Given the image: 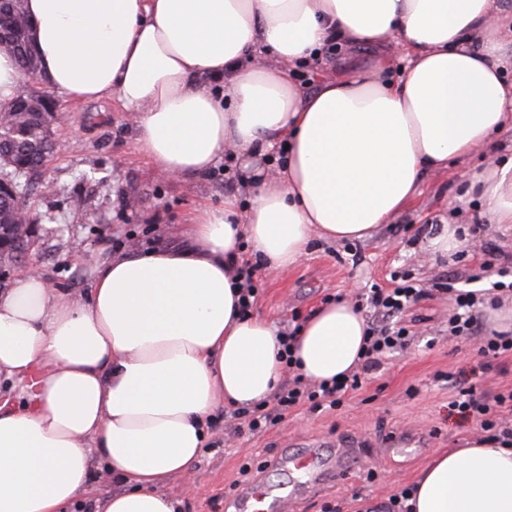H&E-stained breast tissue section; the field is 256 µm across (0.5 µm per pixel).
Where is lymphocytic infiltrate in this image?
<instances>
[{
    "label": "lymphocytic infiltrate",
    "mask_w": 512,
    "mask_h": 512,
    "mask_svg": "<svg viewBox=\"0 0 512 512\" xmlns=\"http://www.w3.org/2000/svg\"><path fill=\"white\" fill-rule=\"evenodd\" d=\"M388 288L371 285L366 304L371 310V322L367 327L366 347L362 361L352 374L331 384L312 385L301 376H294L282 384L273 394L270 404L259 405L247 415L245 424L251 433L257 434L276 424L293 408L311 404L319 408L339 407L343 397L360 389L366 375L380 368L388 354L405 347L411 334L407 327L397 325L396 318L406 308L425 296V289L416 287L412 279L392 274ZM455 275H448L440 283L441 289L454 291L456 312L448 319L450 336L463 339L479 338V355L486 362H494L512 356L511 334H484L478 306L480 297L472 291L455 290ZM449 406L463 419L474 422L482 431L490 433L500 444L512 446V388L496 393L477 390L475 386L457 384Z\"/></svg>",
    "instance_id": "1"
}]
</instances>
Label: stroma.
<instances>
[{"mask_svg": "<svg viewBox=\"0 0 512 512\" xmlns=\"http://www.w3.org/2000/svg\"><path fill=\"white\" fill-rule=\"evenodd\" d=\"M68 121L57 128V150L44 174L54 191H37L29 206L34 216L32 246L16 271L37 266L54 286L84 293L96 265L106 255L137 244L177 247L187 238L196 213L235 199L247 209L251 188L241 162L224 152L199 179H177L152 167L136 149L132 112L112 101L75 105L58 97ZM512 156V129L496 135L493 148L477 149L447 172L424 179L415 200L370 238L335 241L313 237L305 255L287 271L259 268L253 312L284 328L304 319L326 302L347 298L362 302L370 282L386 284L391 271L408 272L429 288L427 298L411 305L401 323L412 334L406 349L368 375L363 387L336 409L302 407L265 433H235L236 421L217 413L192 473L176 476L164 491L179 512H234L237 491L257 480L288 482L275 460L282 449L299 453L335 448L351 441L369 455L337 481L309 487L282 504L279 512H366L412 486L419 472L442 449L463 448L480 437L473 423L448 408L450 377L495 392L512 387V358L506 372L486 370L471 340L448 337L454 302L433 284L457 273L458 287H468L483 262L512 267V231L490 223L476 199L462 189V171L491 169ZM233 188H225V177ZM82 202L71 210L70 200ZM457 224L465 229V259H433L427 248L431 227ZM414 435L423 441L421 455L387 456L393 439Z\"/></svg>", "mask_w": 512, "mask_h": 512, "instance_id": "stroma-1", "label": "stroma"}]
</instances>
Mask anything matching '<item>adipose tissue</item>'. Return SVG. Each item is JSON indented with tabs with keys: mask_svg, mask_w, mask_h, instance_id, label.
Returning a JSON list of instances; mask_svg holds the SVG:
<instances>
[{
	"mask_svg": "<svg viewBox=\"0 0 512 512\" xmlns=\"http://www.w3.org/2000/svg\"><path fill=\"white\" fill-rule=\"evenodd\" d=\"M46 85L75 104L134 110L137 147L176 178L224 150L282 142L247 214L200 210L189 245L105 257L81 296L40 270L0 289V512H67L96 464L124 482L95 512H175L167 480L191 473L210 417L267 399L282 378L277 328L243 316L229 274L249 243L284 271L312 235L361 240L416 197L427 175L512 128V82L491 16L500 0H26ZM392 44L385 57L300 91L290 71L326 40ZM279 68L258 67V55ZM466 183L492 223L512 224V158ZM367 323L348 301L297 333L298 372L332 382L356 365ZM410 512H512V448L472 442L435 455Z\"/></svg>",
	"mask_w": 512,
	"mask_h": 512,
	"instance_id": "1",
	"label": "adipose tissue"
}]
</instances>
